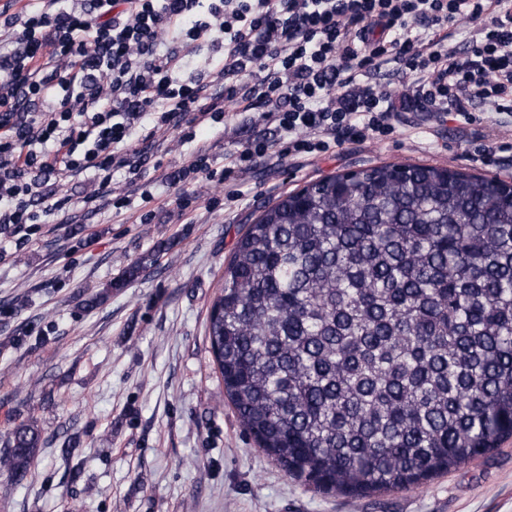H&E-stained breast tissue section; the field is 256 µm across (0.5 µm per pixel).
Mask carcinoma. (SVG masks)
I'll use <instances>...</instances> for the list:
<instances>
[{"label": "carcinoma", "instance_id": "1", "mask_svg": "<svg viewBox=\"0 0 512 512\" xmlns=\"http://www.w3.org/2000/svg\"><path fill=\"white\" fill-rule=\"evenodd\" d=\"M244 429L289 476L407 490L512 437V185L434 166L340 173L267 206L208 313ZM46 440L9 429L23 483Z\"/></svg>", "mask_w": 512, "mask_h": 512}]
</instances>
